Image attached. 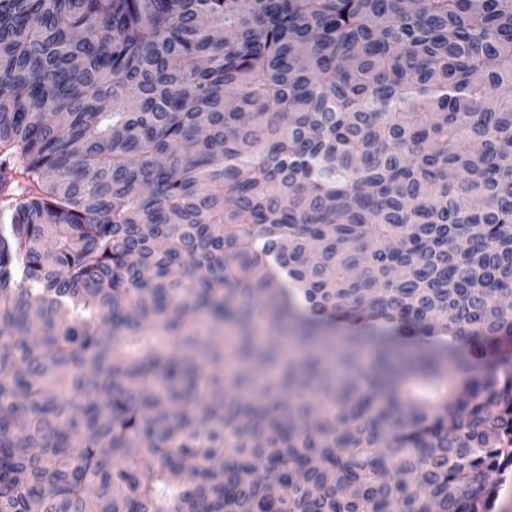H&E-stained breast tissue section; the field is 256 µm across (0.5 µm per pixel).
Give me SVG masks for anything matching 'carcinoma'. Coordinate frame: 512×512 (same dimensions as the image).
<instances>
[{
	"mask_svg": "<svg viewBox=\"0 0 512 512\" xmlns=\"http://www.w3.org/2000/svg\"><path fill=\"white\" fill-rule=\"evenodd\" d=\"M510 298L512 0H0V512H492Z\"/></svg>",
	"mask_w": 512,
	"mask_h": 512,
	"instance_id": "obj_1",
	"label": "carcinoma"
}]
</instances>
